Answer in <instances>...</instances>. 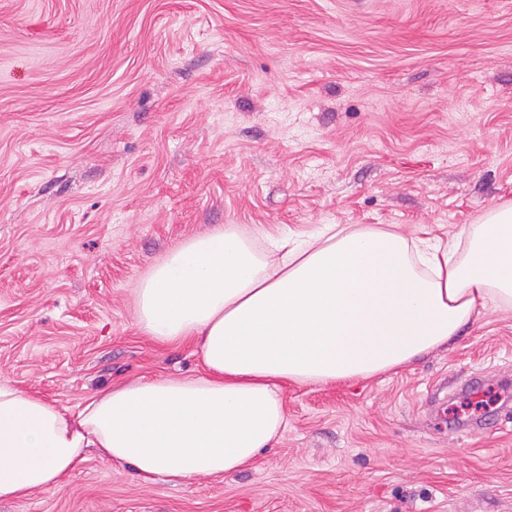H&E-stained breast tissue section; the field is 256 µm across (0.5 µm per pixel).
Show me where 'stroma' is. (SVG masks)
<instances>
[{"label": "stroma", "mask_w": 512, "mask_h": 512, "mask_svg": "<svg viewBox=\"0 0 512 512\" xmlns=\"http://www.w3.org/2000/svg\"><path fill=\"white\" fill-rule=\"evenodd\" d=\"M512 202V0H0V380L72 406L203 366L133 290L220 225L461 239ZM486 389L470 394L471 378ZM512 308L407 368L289 386L251 467L90 454L0 512H512ZM486 419L474 430L475 419Z\"/></svg>", "instance_id": "1"}]
</instances>
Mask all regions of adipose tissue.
<instances>
[{"instance_id": "obj_1", "label": "adipose tissue", "mask_w": 512, "mask_h": 512, "mask_svg": "<svg viewBox=\"0 0 512 512\" xmlns=\"http://www.w3.org/2000/svg\"><path fill=\"white\" fill-rule=\"evenodd\" d=\"M137 325L205 371L103 388L74 407L0 381V502L58 487L88 449L172 485L250 467L286 425L288 384L402 369L489 303L512 305V204L464 242L322 225L257 249L234 225L171 249L135 290Z\"/></svg>"}]
</instances>
